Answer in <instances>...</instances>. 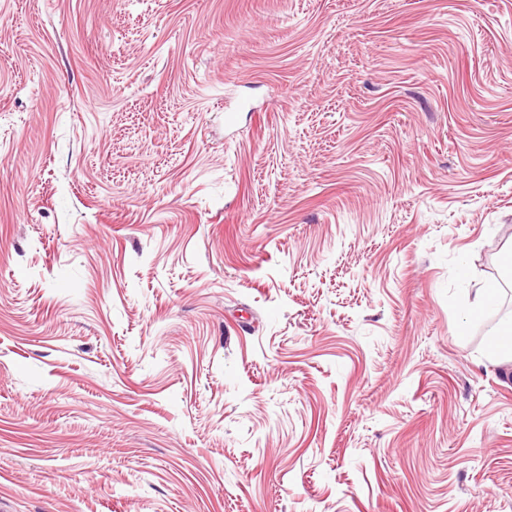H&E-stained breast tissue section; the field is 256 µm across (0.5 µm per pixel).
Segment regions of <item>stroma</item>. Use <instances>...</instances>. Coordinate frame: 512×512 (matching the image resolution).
I'll return each instance as SVG.
<instances>
[{
  "mask_svg": "<svg viewBox=\"0 0 512 512\" xmlns=\"http://www.w3.org/2000/svg\"><path fill=\"white\" fill-rule=\"evenodd\" d=\"M510 250L512 0H0V512H512Z\"/></svg>",
  "mask_w": 512,
  "mask_h": 512,
  "instance_id": "35a3bbf8",
  "label": "stroma"
}]
</instances>
